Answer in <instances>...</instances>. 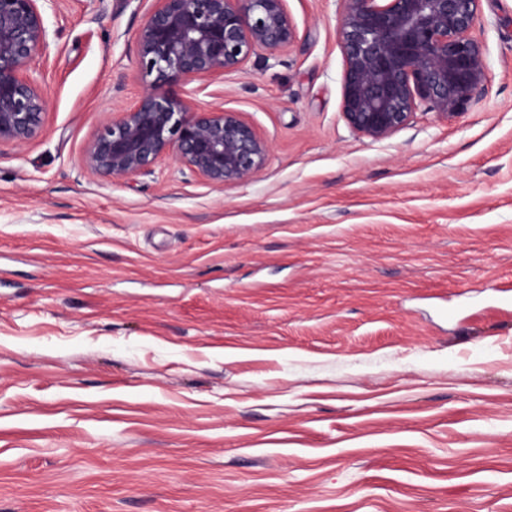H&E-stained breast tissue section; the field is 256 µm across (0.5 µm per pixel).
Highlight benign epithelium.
<instances>
[{
    "instance_id": "7a95c632",
    "label": "benign epithelium",
    "mask_w": 512,
    "mask_h": 512,
    "mask_svg": "<svg viewBox=\"0 0 512 512\" xmlns=\"http://www.w3.org/2000/svg\"><path fill=\"white\" fill-rule=\"evenodd\" d=\"M41 0H0V146L21 148L41 129L47 101L32 75L49 46ZM343 117L357 135L391 138L419 112L464 113L486 82V52L473 36L479 0H343ZM298 37L287 0H154L137 37L144 77L138 100L86 144L82 167L125 179L166 156L224 189L251 183L269 142L222 107L196 110L182 94L221 82L258 51Z\"/></svg>"
}]
</instances>
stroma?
I'll return each instance as SVG.
<instances>
[{"label": "stroma", "mask_w": 512, "mask_h": 512, "mask_svg": "<svg viewBox=\"0 0 512 512\" xmlns=\"http://www.w3.org/2000/svg\"><path fill=\"white\" fill-rule=\"evenodd\" d=\"M151 0H46L39 135L0 148V512H512V0L468 109L360 137L340 0L193 108L250 184L87 172Z\"/></svg>", "instance_id": "stroma-1"}]
</instances>
